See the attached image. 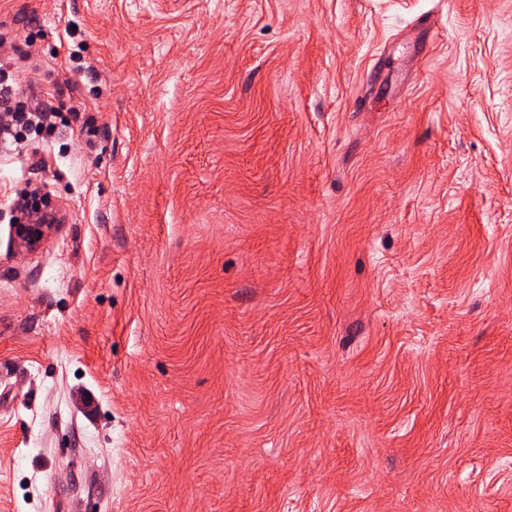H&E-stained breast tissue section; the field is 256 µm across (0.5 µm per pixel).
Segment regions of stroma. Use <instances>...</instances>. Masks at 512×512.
<instances>
[{
  "label": "stroma",
  "mask_w": 512,
  "mask_h": 512,
  "mask_svg": "<svg viewBox=\"0 0 512 512\" xmlns=\"http://www.w3.org/2000/svg\"><path fill=\"white\" fill-rule=\"evenodd\" d=\"M24 42L0 512H512V0H0ZM43 220V216H37L35 223L13 225L14 235L22 246L30 250L37 248L55 229L56 224H39Z\"/></svg>",
  "instance_id": "1"
}]
</instances>
